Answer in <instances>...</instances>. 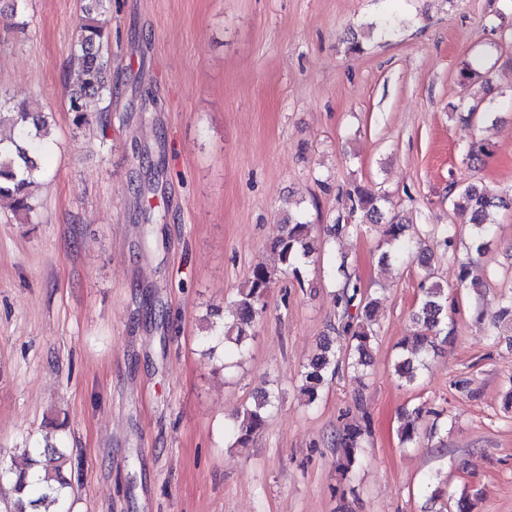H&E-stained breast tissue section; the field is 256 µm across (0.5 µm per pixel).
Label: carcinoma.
<instances>
[{
	"label": "carcinoma",
	"mask_w": 512,
	"mask_h": 512,
	"mask_svg": "<svg viewBox=\"0 0 512 512\" xmlns=\"http://www.w3.org/2000/svg\"><path fill=\"white\" fill-rule=\"evenodd\" d=\"M82 23L79 27L78 46L80 67L70 78L68 86V111L76 118L86 119L87 102L92 99L112 101V86L105 79L108 60L96 44L103 36L104 16L108 12V0H81ZM18 130V137L0 134V204L16 215L30 219L36 214L37 205L32 187L41 174L38 162L41 150L38 144L47 140L49 114L35 111L30 103L13 106L0 100V130L4 126ZM385 197L376 196L354 186L345 193L344 208L348 215H357L362 224H386L387 245L391 251L383 252L380 263L386 264L389 253L396 256L411 253V242L405 238L406 225L397 214L385 211ZM512 203L507 194H499L483 184L465 186L452 204L469 214L472 224L471 247L481 252L493 231L497 209ZM327 241L312 235L311 222L303 216L288 217L281 226L280 235L272 242L275 255L272 265L255 266L244 284L237 289L228 314L222 321L213 322L202 337L208 346L209 358L220 363L224 370L236 366L249 355L248 340L257 319L264 313L267 296L279 279L293 276L304 285V273L308 264L325 251ZM419 266L428 269L421 284V293L412 321L411 335L397 343V359L394 374L407 385L414 384L427 361L438 347L448 342V289L433 280L429 271L432 257L420 253ZM458 282L461 288L476 289L481 279L474 275L470 263L459 265ZM334 303L339 325L344 335V345L333 347L329 342L319 344L316 352L302 366L299 394L308 405L319 399L328 378L336 374L340 360L347 361L357 373H364L370 366L372 352L378 339L379 301L365 294L358 282L346 276L334 293ZM512 321V300L502 301L490 319V335L504 322ZM279 393L264 391L256 394L253 401L237 411L233 421L225 428V436L239 447H245L265 426L273 409L279 403ZM422 407L415 406L400 416L398 438L401 445L411 448L417 441L416 420ZM369 428L358 420L345 423L337 433L334 446L340 450L338 469L347 473L358 462V450ZM34 455L25 458L21 465L12 461H0V482H7L12 490L34 493L26 501L17 499L11 503L10 512H71L69 499L73 483L65 475L71 453L64 444L45 443L33 448Z\"/></svg>",
	"instance_id": "obj_1"
}]
</instances>
